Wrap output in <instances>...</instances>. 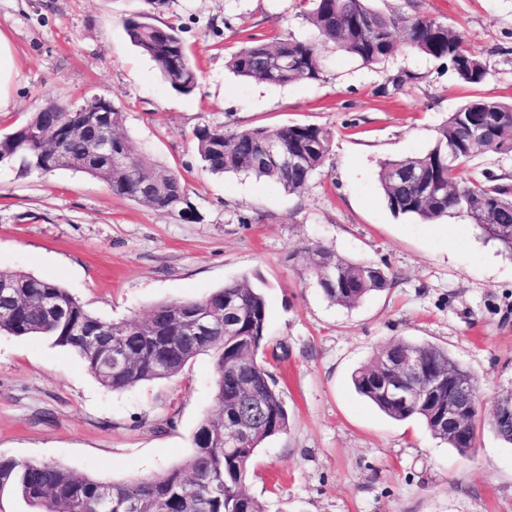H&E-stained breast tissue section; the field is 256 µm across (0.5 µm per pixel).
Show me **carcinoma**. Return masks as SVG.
Returning a JSON list of instances; mask_svg holds the SVG:
<instances>
[{
	"instance_id": "obj_1",
	"label": "carcinoma",
	"mask_w": 512,
	"mask_h": 512,
	"mask_svg": "<svg viewBox=\"0 0 512 512\" xmlns=\"http://www.w3.org/2000/svg\"><path fill=\"white\" fill-rule=\"evenodd\" d=\"M169 2L144 0V8L124 21L125 31L173 90L190 94L198 86L200 68L191 59L179 29L155 23L156 15ZM307 21L322 43H331L367 65L411 50L448 59L466 84H480L487 75L482 60L464 46L460 34L435 19L381 12L370 6V0H312ZM227 67L244 79L274 85L316 81L323 74L320 46L291 37H250L231 54ZM110 116L112 143L128 153L124 167H111L93 158L89 133L93 112L33 113L12 133L0 136V161L18 159L25 170L41 174L51 167L72 169L103 180L114 195L169 215L185 207L189 212L187 221H199L196 208L178 202L173 194L184 187L182 177L148 155L134 153L124 112L114 106ZM487 122V135L480 140L470 139L467 127ZM29 129L38 131L39 137H27ZM269 137L304 153V168L276 170L259 164L256 146ZM193 138L203 169L212 174L253 176L288 194L307 189L332 146L330 129L310 123L241 130L201 124L194 128ZM488 154L512 156V103L476 97L448 117L428 152L382 164L379 180L389 208L427 224L463 213L487 237L512 253V192L471 175L470 163ZM407 170L427 172L444 191L430 198L419 197L397 179ZM306 252L321 258L323 267L313 265L310 271L327 299L336 305L355 307L388 285L385 271L375 272L369 263L350 261L321 245ZM0 279L13 285L7 304L9 313L0 317V333L53 337L55 344L77 354L86 369L110 391L175 377L205 352L213 354L216 372V413L200 422L193 435V452L182 464L150 479L103 482L60 463L0 457V497L6 491L16 493L33 512H104L107 506L130 499L136 500L135 512H265L260 501L246 494L243 484L255 450L267 438L287 431L288 412L266 361L260 357L269 339L267 303L259 288L243 279L224 285L202 300L160 302L141 319L106 322L88 312L58 283L20 271L0 272ZM230 306L234 308V335H224V323L217 321L208 340L186 337L184 326L191 310L205 308L220 318ZM80 331L127 338L130 362L126 370L113 372L107 361V347L82 342ZM406 355L417 357L430 371L441 368L465 376L472 380L473 388H478L477 381L447 349L402 338L382 348L372 361L353 373L355 390L388 417L397 421L418 417L435 438L461 454L471 452L478 411H472L466 419L470 443L463 444L435 422L437 409L448 404V391L406 406L387 398L373 382L382 361ZM250 388L262 393L266 409L265 417L253 422L242 414L240 404Z\"/></svg>"
}]
</instances>
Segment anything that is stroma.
I'll list each match as a JSON object with an SVG mask.
<instances>
[{"instance_id":"stroma-1","label":"stroma","mask_w":512,"mask_h":512,"mask_svg":"<svg viewBox=\"0 0 512 512\" xmlns=\"http://www.w3.org/2000/svg\"><path fill=\"white\" fill-rule=\"evenodd\" d=\"M383 11L436 19L482 59L483 83L447 60L403 51L367 66L322 49L318 81H245L224 59L248 36H318L301 0H171L203 71L173 91L129 42L142 0H0L14 48V88L0 135L48 101L98 95L126 114L135 151L180 173L198 222L113 195L70 169L24 173L0 162V271L60 284L106 321L162 301L200 300L243 278L267 301L269 369L288 430L257 449L244 483L267 512H512V446L489 426L512 391V254L465 216L423 224L393 213L381 162L428 151L448 115L475 97L512 101V0H373ZM314 123L333 134L324 167L299 195L244 175L203 171L195 126ZM388 271L391 282L353 308L330 303L304 246ZM446 347L479 386L469 455L421 420L395 421L359 397L351 375L392 340ZM216 373L203 353L177 376L112 392L47 336L0 334V456L59 462L106 482L149 479L181 464L213 413Z\"/></svg>"}]
</instances>
